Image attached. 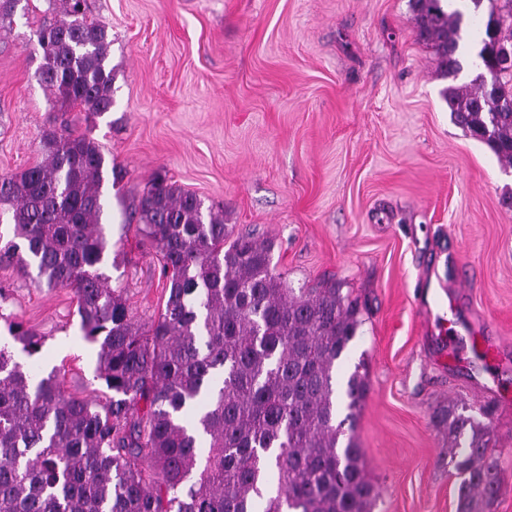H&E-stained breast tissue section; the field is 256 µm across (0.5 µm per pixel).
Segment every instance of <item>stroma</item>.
Here are the masks:
<instances>
[{
  "label": "stroma",
  "mask_w": 512,
  "mask_h": 512,
  "mask_svg": "<svg viewBox=\"0 0 512 512\" xmlns=\"http://www.w3.org/2000/svg\"><path fill=\"white\" fill-rule=\"evenodd\" d=\"M112 45V111L71 128L97 141L125 177L124 202L155 173L223 210L235 231L273 244L289 286L327 278L359 297L363 322L344 376L364 363L368 393L352 436L380 495L373 512H457L460 481L436 422L448 401L490 408L489 460L500 490L489 512H512V368L506 401L474 393L475 358L448 360L426 304L453 302L461 334L512 355V167L458 126L444 77L417 35L408 0H88ZM46 0H20L0 28V176L42 158L41 135L60 106L36 77L27 41ZM109 285L137 323L158 317L168 293L162 256L137 225H107ZM7 320L44 338L24 367L58 370L65 390L102 394L97 347L80 331L69 289L0 267Z\"/></svg>",
  "instance_id": "1"
}]
</instances>
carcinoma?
<instances>
[{
    "mask_svg": "<svg viewBox=\"0 0 512 512\" xmlns=\"http://www.w3.org/2000/svg\"><path fill=\"white\" fill-rule=\"evenodd\" d=\"M29 45L38 81L62 109L86 119L112 111V39L87 17V0H47ZM409 0L419 36L448 76L472 32V87L443 97L456 123L512 164V0ZM43 159L0 178V264L37 269L49 289L74 295L84 338L99 345L96 378L112 395L67 392L0 348V512H373L379 492L364 451L338 446L336 415L350 422L368 391L357 365L336 393V364L362 324L358 299L334 281L294 289L272 264L273 245L252 233L232 241L224 212L204 207L157 173L128 212L161 253L168 298L135 323L101 272L102 219L112 166L85 133L45 132ZM32 356L42 337L10 321ZM461 476L457 512H483L499 490L487 459L488 426L453 402L437 414Z\"/></svg>",
    "mask_w": 512,
    "mask_h": 512,
    "instance_id": "carcinoma-1",
    "label": "carcinoma"
}]
</instances>
